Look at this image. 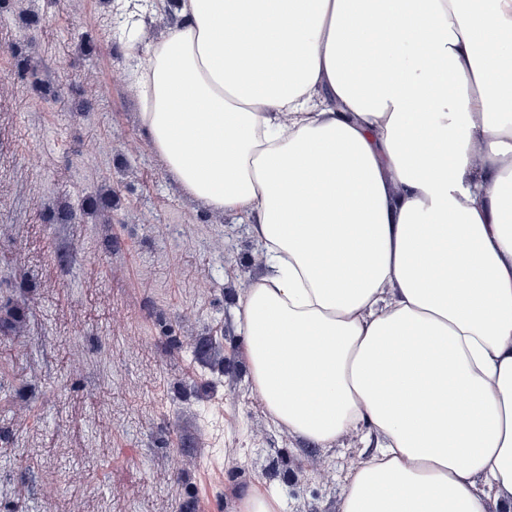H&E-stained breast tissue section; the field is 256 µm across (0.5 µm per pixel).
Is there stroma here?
Listing matches in <instances>:
<instances>
[{
  "mask_svg": "<svg viewBox=\"0 0 512 512\" xmlns=\"http://www.w3.org/2000/svg\"><path fill=\"white\" fill-rule=\"evenodd\" d=\"M142 50L176 0H0V512H340L374 439L328 447L254 392L236 311L268 273L251 224L186 192L147 136ZM76 222L60 221L62 213ZM280 498L271 492L249 488L240 501V512H281Z\"/></svg>",
  "mask_w": 512,
  "mask_h": 512,
  "instance_id": "obj_1",
  "label": "stroma"
}]
</instances>
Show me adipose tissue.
Instances as JSON below:
<instances>
[{
    "instance_id": "obj_1",
    "label": "adipose tissue",
    "mask_w": 512,
    "mask_h": 512,
    "mask_svg": "<svg viewBox=\"0 0 512 512\" xmlns=\"http://www.w3.org/2000/svg\"><path fill=\"white\" fill-rule=\"evenodd\" d=\"M131 70L190 194L253 219L254 391L340 512H512V0H179Z\"/></svg>"
}]
</instances>
